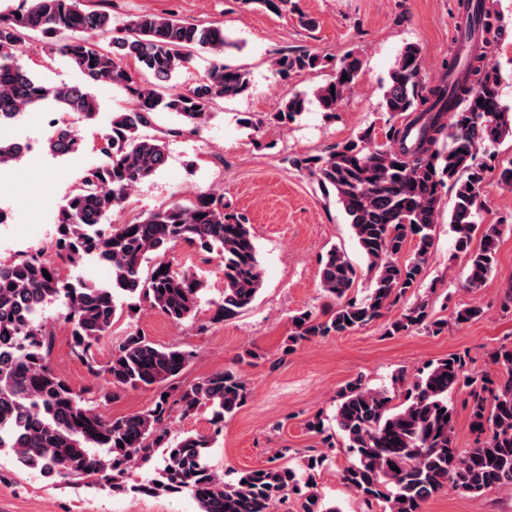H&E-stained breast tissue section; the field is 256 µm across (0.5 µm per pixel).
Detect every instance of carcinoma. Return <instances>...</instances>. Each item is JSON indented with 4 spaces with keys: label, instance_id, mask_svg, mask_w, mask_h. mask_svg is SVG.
<instances>
[{
    "label": "carcinoma",
    "instance_id": "cac0c4a2",
    "mask_svg": "<svg viewBox=\"0 0 512 512\" xmlns=\"http://www.w3.org/2000/svg\"><path fill=\"white\" fill-rule=\"evenodd\" d=\"M241 4L278 14L297 10L295 0ZM459 8L464 28L439 80L422 83L420 45L408 43L397 56L383 99L389 115L382 130L385 142L377 141L370 126L326 156L293 161L323 189L334 191L373 286L361 300L348 296L357 270L343 250L328 249L320 261V284L333 305L320 315L310 310L293 315L291 347L366 326L415 287L435 246L445 188L454 191L448 224L455 251L468 256L467 288H482L494 271L500 226L479 224L475 217L487 161L494 158L489 149L512 138V109L501 101L500 74L492 62L502 25L482 0H460ZM36 35L78 70L81 83L48 87L35 77L24 58ZM93 36L111 37L109 47H99ZM227 45L219 23L205 26L151 13L134 16L124 34L114 37L111 15L86 10L81 0H21L16 10L0 15V128L48 99L69 115L93 119L99 103L89 88L97 84L120 87L134 102L133 109L112 113L102 162L85 171L56 215L57 255L71 264L86 257L103 262L112 269L111 282L96 286L63 278L59 267L36 254L0 261V451L10 450L21 466L58 482L88 480L114 493L146 496L189 493L199 512H277L291 495L300 499V512H339L313 490L324 454L308 456L298 468L244 471L232 482L211 469L209 448L222 432L220 423L250 395L239 373L222 370L183 388L179 379L193 354L159 345L138 331L124 337L103 369L89 361L92 347L112 330L119 297L126 299L131 318L145 306L176 324L194 316L205 285L166 259L177 246L221 257L224 295L215 319L250 307L261 290L251 225L224 211V202L210 193L187 204L159 206L128 224L103 223L130 190L166 163L164 142L145 133L156 114L172 113L195 130L214 99H236L249 90L248 73L224 63ZM196 51L212 55L205 81L187 93L161 90L160 83L186 67ZM128 58L154 82L135 81L123 63ZM323 66L324 58L308 52L273 62L282 80ZM362 68V59L353 53L341 60L315 91L323 111L335 114ZM306 105V96L296 93L273 120L286 127ZM47 144L51 153L63 156L77 152L81 138L72 123L64 122ZM23 152V145L0 136V167ZM476 234L480 243L474 249ZM409 244L412 254L402 263L400 255ZM52 304L59 305L70 325L73 353L87 361L93 376H108L110 392L99 394L89 386L79 393L51 366L50 339L38 318ZM412 330H441L424 299L392 321L388 333ZM490 359L497 366L494 379L470 372L457 353L429 363L397 406L387 390L369 387L361 375L344 386L333 421L352 461L340 478L366 512H375L376 506L382 512H422V505L447 484L464 495L512 492V345H500ZM142 387L158 390L148 408L118 417L99 411V400L112 401ZM461 390L478 435L471 448L457 447L454 439L451 394ZM205 406L212 408L217 425L211 436L171 435L167 421L174 411L188 416ZM157 456L152 477L127 484L129 468Z\"/></svg>",
    "mask_w": 512,
    "mask_h": 512
}]
</instances>
